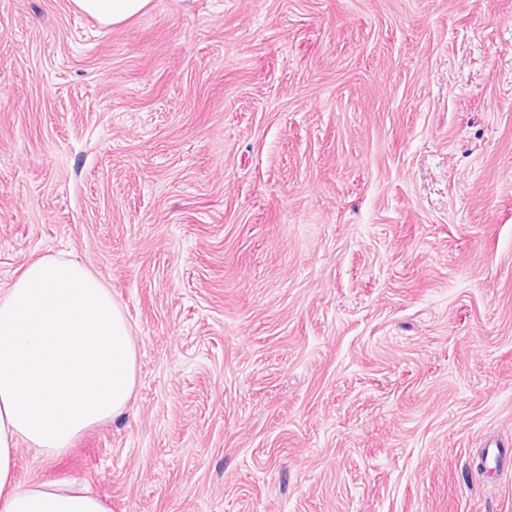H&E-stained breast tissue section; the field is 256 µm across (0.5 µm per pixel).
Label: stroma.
<instances>
[{"label": "stroma", "instance_id": "1", "mask_svg": "<svg viewBox=\"0 0 512 512\" xmlns=\"http://www.w3.org/2000/svg\"><path fill=\"white\" fill-rule=\"evenodd\" d=\"M45 254L136 386L20 484L512 512V0H0V289ZM151 0H72L74 7L104 24H117L143 13Z\"/></svg>", "mask_w": 512, "mask_h": 512}]
</instances>
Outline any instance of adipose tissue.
I'll list each match as a JSON object with an SVG mask.
<instances>
[{
    "label": "adipose tissue",
    "mask_w": 512,
    "mask_h": 512,
    "mask_svg": "<svg viewBox=\"0 0 512 512\" xmlns=\"http://www.w3.org/2000/svg\"><path fill=\"white\" fill-rule=\"evenodd\" d=\"M105 24L151 0H72ZM136 384L130 327L108 288L79 263L43 255L0 290V512H112L76 482L20 485L16 450L54 455L121 416Z\"/></svg>",
    "instance_id": "obj_1"
}]
</instances>
